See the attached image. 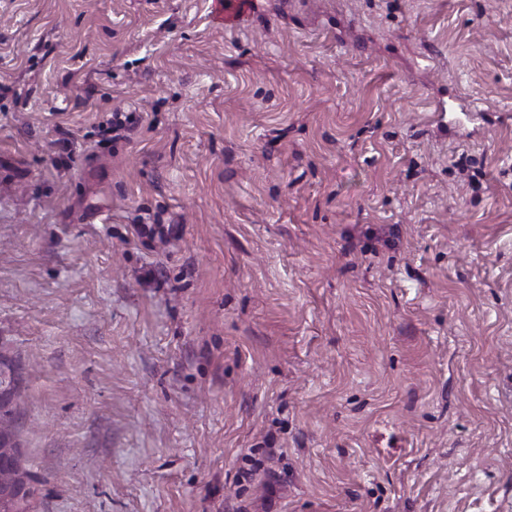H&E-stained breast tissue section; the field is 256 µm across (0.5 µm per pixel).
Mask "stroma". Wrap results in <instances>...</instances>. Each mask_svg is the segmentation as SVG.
<instances>
[{
    "label": "stroma",
    "instance_id": "35a3bbf8",
    "mask_svg": "<svg viewBox=\"0 0 512 512\" xmlns=\"http://www.w3.org/2000/svg\"><path fill=\"white\" fill-rule=\"evenodd\" d=\"M212 3L0 0L26 512H512V0Z\"/></svg>",
    "mask_w": 512,
    "mask_h": 512
}]
</instances>
